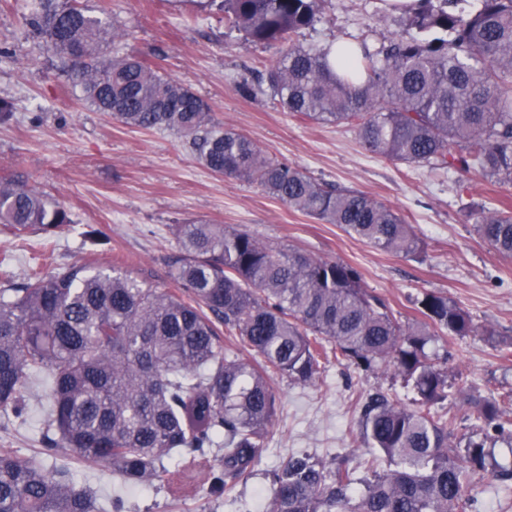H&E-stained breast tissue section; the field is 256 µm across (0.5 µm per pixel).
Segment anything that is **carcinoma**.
Returning <instances> with one entry per match:
<instances>
[{"instance_id": "cac0c4a2", "label": "carcinoma", "mask_w": 512, "mask_h": 512, "mask_svg": "<svg viewBox=\"0 0 512 512\" xmlns=\"http://www.w3.org/2000/svg\"><path fill=\"white\" fill-rule=\"evenodd\" d=\"M320 0H209L224 27L254 45L277 46L278 61L242 94L265 96L315 122L352 127L362 147L416 167L473 172L512 185V0H413L406 29L374 46L298 43L314 26ZM61 71L98 112L137 129H169L196 159L226 179L275 197L372 247L410 258L427 244L405 219L367 194L320 182L215 121L209 103L164 77L123 41L106 10L78 0H40L25 16ZM70 212L22 176L0 180V224L51 234ZM476 234L512 259V208L479 212ZM179 253L171 276L187 297L127 275L75 263L12 284L0 276V412L26 411L31 375L44 376L47 451L63 449L112 470L124 482L191 490L198 475L177 457H214L207 494H231L267 451L277 412L272 375L311 384L328 358L364 371L391 370L403 400L383 394L363 406L364 434L385 461L359 477L343 459L296 452L272 475L266 512H473L477 477L493 449L512 446V420L478 403L481 437H455L438 404L468 400L448 374V357L428 351L439 334L492 336L440 292L412 300L419 318L403 321L337 259L288 253L222 224H175ZM261 360L234 354L218 326ZM96 503L64 467L46 469L0 448V512H93Z\"/></svg>"}]
</instances>
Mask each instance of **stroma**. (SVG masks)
Masks as SVG:
<instances>
[{
    "label": "stroma",
    "instance_id": "35a3bbf8",
    "mask_svg": "<svg viewBox=\"0 0 512 512\" xmlns=\"http://www.w3.org/2000/svg\"><path fill=\"white\" fill-rule=\"evenodd\" d=\"M81 2L106 8L115 28L132 31L129 50L145 54L164 76L207 99L225 127L319 180L362 191L393 208L428 249L421 259L377 250L256 185L212 173L170 131L131 128L94 111L45 43L27 32L24 17L35 0H0V48L12 52L0 61V98L13 103L11 119L0 123V178L23 174L73 218L50 237L0 231V251L12 254L17 278L94 262L179 295L183 289L170 267L177 252L173 225L203 221L243 229L276 248L350 264L361 273L364 288L409 320L415 317L410 297L448 295L476 326L495 332L491 339L444 334L431 346L447 354L450 374L473 398L447 407L455 436L473 433L477 400L496 402L502 415L512 418V260L479 238L462 208L470 200L512 206L511 185L395 163L365 151L349 127L313 123L270 100L241 95L239 84L265 74L278 58L276 49L225 34L223 23L191 0ZM399 27L398 14L385 10L383 0H322L320 20L301 42L316 48L364 34L377 42ZM274 385L279 403L267 452L247 485L212 504V512H264L258 489L268 488L269 473L296 450L326 460L340 451L350 466H359L369 455L363 404L376 393L394 395L397 383L388 373L331 363L314 385L282 376ZM27 403L25 419L0 420V448L52 466L56 457L42 449L45 408L36 395ZM72 475L97 498L123 494L127 512H196L194 503L175 505L174 489L156 483L127 492L102 467L77 466Z\"/></svg>",
    "mask_w": 512,
    "mask_h": 512
}]
</instances>
